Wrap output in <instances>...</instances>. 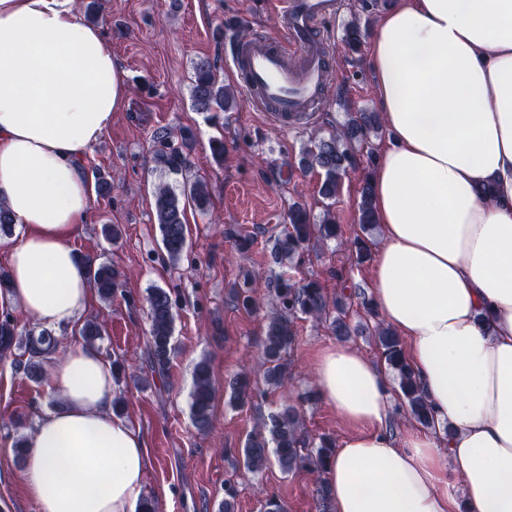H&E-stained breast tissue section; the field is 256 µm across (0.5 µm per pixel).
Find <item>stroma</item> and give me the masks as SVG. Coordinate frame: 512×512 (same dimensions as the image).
Segmentation results:
<instances>
[{"mask_svg": "<svg viewBox=\"0 0 512 512\" xmlns=\"http://www.w3.org/2000/svg\"><path fill=\"white\" fill-rule=\"evenodd\" d=\"M341 2L323 23L324 45L335 57L322 102L283 127L260 112L246 93L231 64V37L215 36L228 19L245 27L250 38L277 35L282 19L273 0H98L97 23L126 75L128 92L111 126L83 160L87 174L112 172L117 179L110 195H94L92 218L72 244L124 276L111 300L92 295L83 318L103 325L98 350L123 367L115 396L122 416L146 437L144 494L154 499L158 512H219L228 482L237 488L235 512H263L270 496L282 501L287 512H317L315 473L303 469L286 474L273 463L252 473L243 465L241 450L259 412L275 410L279 398L266 395L258 410L228 403L230 378L257 366L266 310H247L233 301L228 290L239 272L227 258L236 235L251 232L258 236L251 264L269 270L266 240L287 224L290 204L303 203L314 219H321L326 204L319 193L321 177L296 169L300 147L311 132L328 133L343 121L346 108H377L369 48L340 53L336 46L351 19L374 26L382 10H361V0ZM202 59L214 62L219 80L235 91L237 110L216 118L193 110V66ZM160 129L175 137L184 129L194 132L192 170L210 190L207 210H187L188 250L175 265L162 258L155 216L157 187L174 181L151 160L153 135ZM215 138L224 141L220 167L207 160ZM367 173L361 167L344 180L334 207L336 221L349 237L360 231L358 205ZM106 224L120 225L117 241L103 238ZM372 271L369 263L351 269L347 252L333 243L318 246L299 268L300 276L318 279L331 297L337 274L350 275L368 291ZM154 287L171 290L177 300L175 350L162 376L150 375L147 363L145 298ZM297 328L291 372L296 389L304 391L314 386L311 371L320 353L338 340L326 325L307 318L298 320ZM203 358L209 361L215 387L214 424L205 432L195 428L190 414L193 370ZM142 376L149 377L148 387L135 386V378ZM59 402L58 395L28 379L11 361L0 362V512H36L13 446L33 430L43 411ZM304 415L312 436L338 440L351 431L322 400L306 404Z\"/></svg>", "mask_w": 512, "mask_h": 512, "instance_id": "35a3bbf8", "label": "stroma"}]
</instances>
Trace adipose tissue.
Masks as SVG:
<instances>
[{
  "instance_id": "1",
  "label": "adipose tissue",
  "mask_w": 512,
  "mask_h": 512,
  "mask_svg": "<svg viewBox=\"0 0 512 512\" xmlns=\"http://www.w3.org/2000/svg\"><path fill=\"white\" fill-rule=\"evenodd\" d=\"M371 66L394 136L370 178L372 297L453 431L391 434L389 378L324 350L317 391L352 429L327 464L332 512H512V0H398ZM126 93L72 0H0V202L19 231L0 305L44 327L74 329L91 302L72 245L92 213L81 161ZM49 388L61 403L26 441L37 512H136L148 450L112 411L111 362L72 344Z\"/></svg>"
}]
</instances>
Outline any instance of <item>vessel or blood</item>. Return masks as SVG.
Here are the masks:
<instances>
[{
  "instance_id": "1",
  "label": "vessel or blood",
  "mask_w": 512,
  "mask_h": 512,
  "mask_svg": "<svg viewBox=\"0 0 512 512\" xmlns=\"http://www.w3.org/2000/svg\"><path fill=\"white\" fill-rule=\"evenodd\" d=\"M332 11L331 0H279L281 36L259 35L235 45L232 63L251 98L270 117L287 121L323 88L330 58L316 24ZM296 56L303 61L298 69L291 64Z\"/></svg>"
}]
</instances>
